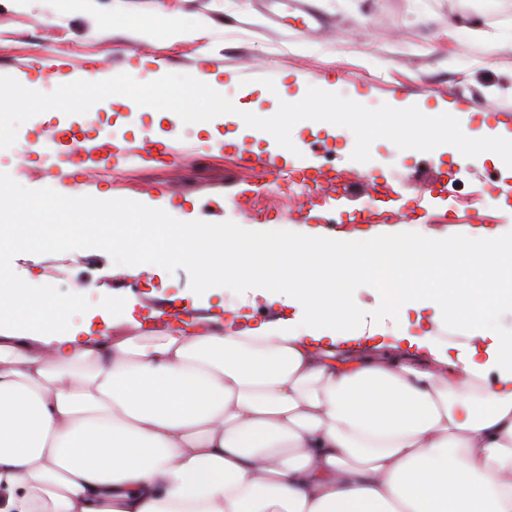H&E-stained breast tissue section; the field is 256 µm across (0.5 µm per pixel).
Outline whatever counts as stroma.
I'll list each match as a JSON object with an SVG mask.
<instances>
[{"label": "stroma", "mask_w": 512, "mask_h": 512, "mask_svg": "<svg viewBox=\"0 0 512 512\" xmlns=\"http://www.w3.org/2000/svg\"><path fill=\"white\" fill-rule=\"evenodd\" d=\"M306 2L319 21L298 33L288 0H93L78 10L67 0H0V84L28 91L0 98V184L10 188L12 199L0 222L62 226L78 250L66 261L44 245L0 253V274L9 286L46 288L66 298L92 283L90 309L106 291L125 296L144 316L154 310L171 316L184 307L208 315L235 304V291L219 285L200 293L188 265L125 276L119 260L90 248L85 225H97L103 234L110 223L148 224L163 212L170 224H279L301 235L339 218L367 222L360 196L291 214L264 204L266 189L255 174L271 147L255 142L241 115L272 116L280 99L304 97L311 86L331 85L340 95L360 96L370 108L405 98L429 110L444 103L450 114H463L472 137L496 128L512 133V12L491 21L478 8L460 11L455 0ZM160 5L189 26L204 25L203 35L173 42L144 27ZM135 56L160 61L168 73L216 74L215 90L233 102L235 113L186 125L173 112L114 100ZM48 61L63 64L72 84L89 70L111 79L84 97L50 80ZM367 70L380 72V79H364ZM63 124L83 128L91 138L123 142L137 154L113 160L107 173L68 167L40 148ZM153 137L188 153L176 161L149 153L145 145ZM292 141L305 166H355V137L348 128L304 120L293 128ZM366 168L400 216L382 225L387 237H407L419 224L441 225L452 237L465 232L462 197L468 193L491 202L481 223L512 232V193L501 192L512 186V168L481 155L459 158L450 146L421 153L386 139L373 142ZM406 173L416 176L421 194L406 190ZM72 195L81 197L82 208L60 207ZM171 204L176 212H168Z\"/></svg>", "instance_id": "35a3bbf8"}]
</instances>
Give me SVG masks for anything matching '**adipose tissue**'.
<instances>
[{"instance_id": "ef3b65f1", "label": "adipose tissue", "mask_w": 512, "mask_h": 512, "mask_svg": "<svg viewBox=\"0 0 512 512\" xmlns=\"http://www.w3.org/2000/svg\"><path fill=\"white\" fill-rule=\"evenodd\" d=\"M101 245L123 274L192 263L197 288L294 314L150 323L0 290V512H512V332L487 326L512 236L160 221ZM477 264L482 287H447ZM413 312L455 337L411 335ZM244 313L252 315L251 323L263 320H276L279 317H291L293 309L281 305L271 306L261 292H255L253 303L243 309Z\"/></svg>"}]
</instances>
